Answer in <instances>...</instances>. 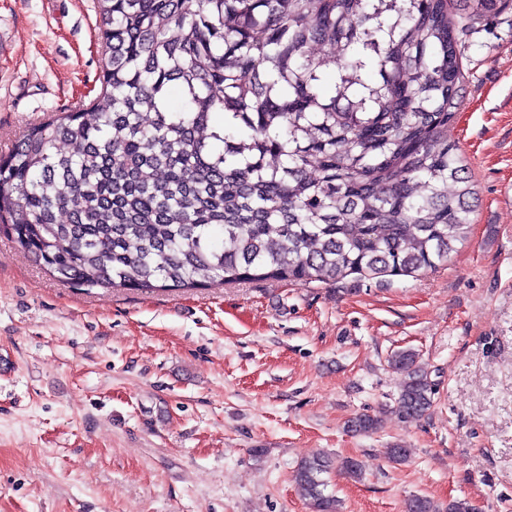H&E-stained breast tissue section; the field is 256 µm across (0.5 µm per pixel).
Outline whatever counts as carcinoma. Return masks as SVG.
Returning <instances> with one entry per match:
<instances>
[{"label": "carcinoma", "mask_w": 512, "mask_h": 512, "mask_svg": "<svg viewBox=\"0 0 512 512\" xmlns=\"http://www.w3.org/2000/svg\"><path fill=\"white\" fill-rule=\"evenodd\" d=\"M99 94L29 126L0 155V232L79 287L336 284L448 263L475 189L448 138L462 104L464 30L512 0H97ZM181 89L179 106L169 88ZM70 150L53 151L57 141ZM395 412L433 403L413 350ZM381 418L360 414L350 431ZM302 459L310 512H339ZM407 512H439L426 496Z\"/></svg>", "instance_id": "obj_1"}]
</instances>
